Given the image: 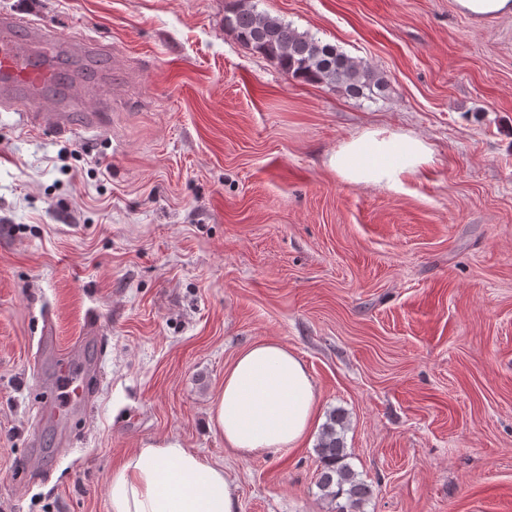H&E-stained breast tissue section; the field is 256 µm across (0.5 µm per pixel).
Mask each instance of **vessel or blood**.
Instances as JSON below:
<instances>
[{
  "label": "vessel or blood",
  "mask_w": 512,
  "mask_h": 512,
  "mask_svg": "<svg viewBox=\"0 0 512 512\" xmlns=\"http://www.w3.org/2000/svg\"><path fill=\"white\" fill-rule=\"evenodd\" d=\"M63 49L50 29L31 26L13 11L0 13V101L13 112L33 108L34 123L59 137L78 126L103 131L104 110L85 107L72 95L73 85L93 73L96 46L82 42L70 61L64 59Z\"/></svg>",
  "instance_id": "obj_1"
}]
</instances>
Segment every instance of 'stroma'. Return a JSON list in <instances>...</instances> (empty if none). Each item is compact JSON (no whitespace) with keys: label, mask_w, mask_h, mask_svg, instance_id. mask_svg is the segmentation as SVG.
<instances>
[{"label":"stroma","mask_w":512,"mask_h":512,"mask_svg":"<svg viewBox=\"0 0 512 512\" xmlns=\"http://www.w3.org/2000/svg\"><path fill=\"white\" fill-rule=\"evenodd\" d=\"M375 68L305 84L224 26L231 0H0L94 40L106 133L0 112V512H110L113 471L178 439L239 512H333L316 441L244 456L224 372L276 340L345 418L363 512H512V17L454 0H249ZM368 130L432 150L395 189L330 156ZM90 400L56 399L62 364ZM458 13L481 21L502 16H512L511 0H454Z\"/></svg>","instance_id":"35a3bbf8"}]
</instances>
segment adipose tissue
<instances>
[{"instance_id":"obj_1","label":"adipose tissue","mask_w":512,"mask_h":512,"mask_svg":"<svg viewBox=\"0 0 512 512\" xmlns=\"http://www.w3.org/2000/svg\"><path fill=\"white\" fill-rule=\"evenodd\" d=\"M431 155L420 138L368 131L330 159L345 181L393 188ZM319 410L301 359L281 342L242 351L224 373L210 426L225 447L245 454L290 450L310 436ZM111 512H238L237 488L224 469L175 438L144 443L114 471Z\"/></svg>"}]
</instances>
